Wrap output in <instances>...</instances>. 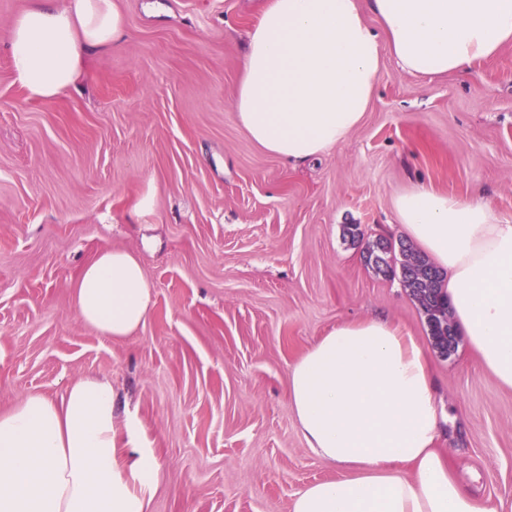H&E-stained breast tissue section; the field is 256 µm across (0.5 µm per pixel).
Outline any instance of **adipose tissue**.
Wrapping results in <instances>:
<instances>
[{
    "label": "adipose tissue",
    "instance_id": "ef3b65f1",
    "mask_svg": "<svg viewBox=\"0 0 512 512\" xmlns=\"http://www.w3.org/2000/svg\"><path fill=\"white\" fill-rule=\"evenodd\" d=\"M380 29H372L367 14ZM125 32L115 0H33L8 32L15 81L34 100L71 87L86 50ZM512 42V0H268L247 32L236 119L264 150L301 163L343 143L362 122L384 57L420 76L468 72ZM394 209L410 241L442 267L469 352L512 389V224L481 197L425 186ZM79 319L121 339L152 306L139 258L105 250L74 289ZM299 431L345 477L300 491L291 512H487L437 443L441 410L414 336L370 317L319 337L289 371ZM109 381L71 384L62 403L32 394L0 415V512H146L160 470L115 452Z\"/></svg>",
    "mask_w": 512,
    "mask_h": 512
}]
</instances>
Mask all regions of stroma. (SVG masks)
<instances>
[{"label":"stroma","instance_id":"stroma-1","mask_svg":"<svg viewBox=\"0 0 512 512\" xmlns=\"http://www.w3.org/2000/svg\"><path fill=\"white\" fill-rule=\"evenodd\" d=\"M116 2L124 35L87 53L75 88L31 100L6 35L32 0H0V414L108 379L135 428L118 453L161 465L148 512H290L345 472L302 438L289 369L337 324L381 315L424 351L457 473L473 471L488 507L512 502V390L465 345L442 356L399 278L363 258L377 237L402 239L394 201L419 185L480 192L512 223V43L433 78L385 58L361 124L293 164L234 112L244 36L267 0H162L160 14ZM106 249L137 254L153 288L144 327L118 340L73 306Z\"/></svg>","mask_w":512,"mask_h":512}]
</instances>
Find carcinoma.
I'll list each match as a JSON object with an SVG mask.
<instances>
[{
  "mask_svg": "<svg viewBox=\"0 0 512 512\" xmlns=\"http://www.w3.org/2000/svg\"><path fill=\"white\" fill-rule=\"evenodd\" d=\"M376 270L385 276L400 275L403 288L427 317L433 345L443 352L457 345V330L448 325V296L442 288L443 274L410 244L378 239L371 248Z\"/></svg>",
  "mask_w": 512,
  "mask_h": 512,
  "instance_id": "cac0c4a2",
  "label": "carcinoma"
}]
</instances>
